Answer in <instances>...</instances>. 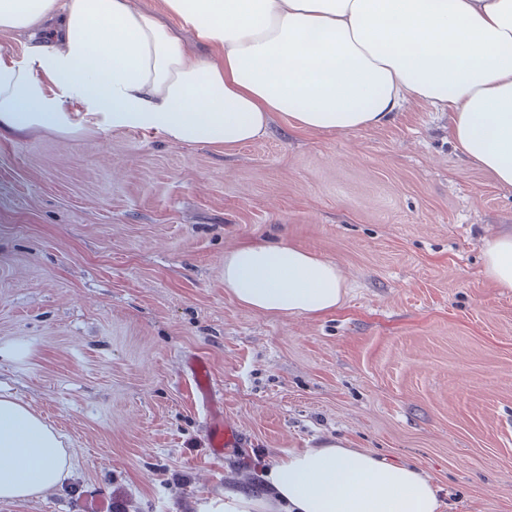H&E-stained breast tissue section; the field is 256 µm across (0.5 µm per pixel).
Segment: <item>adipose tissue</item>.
Returning a JSON list of instances; mask_svg holds the SVG:
<instances>
[{
  "label": "adipose tissue",
  "instance_id": "adipose-tissue-1",
  "mask_svg": "<svg viewBox=\"0 0 512 512\" xmlns=\"http://www.w3.org/2000/svg\"><path fill=\"white\" fill-rule=\"evenodd\" d=\"M208 55L186 54L132 0H0V138L140 128L231 149L274 116L308 131L381 126L414 97L448 115L468 160L512 187V0H162ZM484 275L512 289V229L486 241ZM224 287L269 316L334 310L338 267L289 242L224 256ZM68 463L56 430L0 387V500L56 485ZM270 496L225 493L203 512H440L433 483L342 441L278 458Z\"/></svg>",
  "mask_w": 512,
  "mask_h": 512
}]
</instances>
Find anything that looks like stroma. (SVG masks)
<instances>
[{"label":"stroma","mask_w":512,"mask_h":512,"mask_svg":"<svg viewBox=\"0 0 512 512\" xmlns=\"http://www.w3.org/2000/svg\"><path fill=\"white\" fill-rule=\"evenodd\" d=\"M508 224L512 189L422 101L348 134L278 117L225 154L140 129L0 139V381L72 462L0 512H201L328 439L419 468L441 512H512V290L483 274ZM282 239L340 269L335 310L225 290V252ZM190 355L240 457L207 449Z\"/></svg>","instance_id":"1"}]
</instances>
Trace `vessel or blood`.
<instances>
[{"label": "vessel or blood", "instance_id": "obj_1", "mask_svg": "<svg viewBox=\"0 0 512 512\" xmlns=\"http://www.w3.org/2000/svg\"><path fill=\"white\" fill-rule=\"evenodd\" d=\"M186 371L196 393V400L208 412L207 445L214 457L238 454L241 446L238 431L224 421V410L217 400L208 362L201 357L188 359Z\"/></svg>", "mask_w": 512, "mask_h": 512}]
</instances>
